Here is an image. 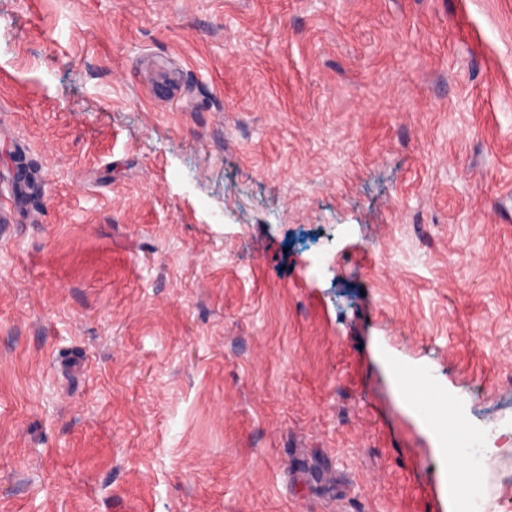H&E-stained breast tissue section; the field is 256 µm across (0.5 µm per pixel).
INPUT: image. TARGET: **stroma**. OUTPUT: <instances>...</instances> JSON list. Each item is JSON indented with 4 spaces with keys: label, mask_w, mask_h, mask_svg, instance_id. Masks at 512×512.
<instances>
[{
    "label": "stroma",
    "mask_w": 512,
    "mask_h": 512,
    "mask_svg": "<svg viewBox=\"0 0 512 512\" xmlns=\"http://www.w3.org/2000/svg\"><path fill=\"white\" fill-rule=\"evenodd\" d=\"M392 361L512 431V0H0V512H451Z\"/></svg>",
    "instance_id": "stroma-1"
}]
</instances>
